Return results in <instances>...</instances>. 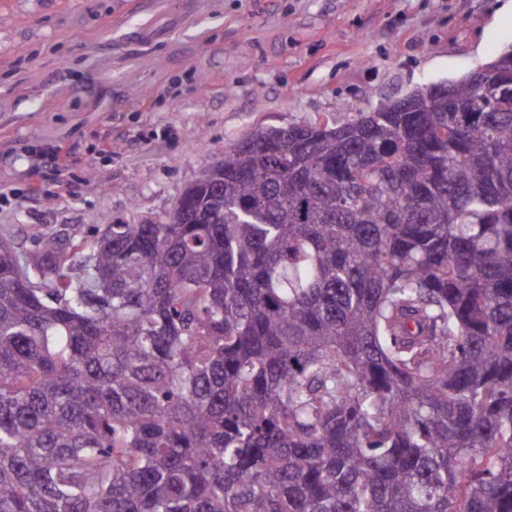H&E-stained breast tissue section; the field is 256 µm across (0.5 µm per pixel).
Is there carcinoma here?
Instances as JSON below:
<instances>
[{"label":"carcinoma","instance_id":"1","mask_svg":"<svg viewBox=\"0 0 512 512\" xmlns=\"http://www.w3.org/2000/svg\"><path fill=\"white\" fill-rule=\"evenodd\" d=\"M257 128L158 221L0 240V512H512V50Z\"/></svg>","mask_w":512,"mask_h":512}]
</instances>
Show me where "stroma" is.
<instances>
[{
  "instance_id": "stroma-1",
  "label": "stroma",
  "mask_w": 512,
  "mask_h": 512,
  "mask_svg": "<svg viewBox=\"0 0 512 512\" xmlns=\"http://www.w3.org/2000/svg\"><path fill=\"white\" fill-rule=\"evenodd\" d=\"M510 46L512 0H0V240L161 218L252 129L353 117Z\"/></svg>"
}]
</instances>
